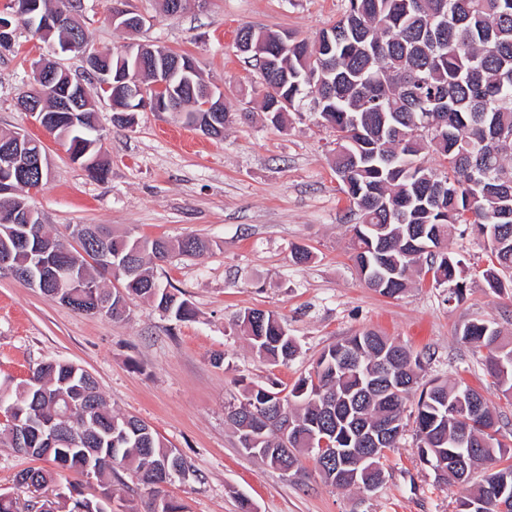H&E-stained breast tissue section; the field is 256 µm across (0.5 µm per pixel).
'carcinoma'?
I'll return each mask as SVG.
<instances>
[{
	"mask_svg": "<svg viewBox=\"0 0 512 512\" xmlns=\"http://www.w3.org/2000/svg\"><path fill=\"white\" fill-rule=\"evenodd\" d=\"M262 39L278 48L276 67L258 68L260 85H270L288 105L263 100L271 124L282 127L290 114L305 112L336 133L332 163L342 191L356 208L352 260L367 286L394 297L403 292L411 272L422 265L434 282L456 297L466 288L463 266L448 250V235L457 224H472L487 242L488 265L483 278L501 294L512 288V0H346L336 22L313 38L284 35L252 26L236 40ZM85 29H57L50 39L83 41ZM205 85L175 90L187 124L204 104ZM54 138L88 175L103 180L105 165L95 160L101 150L98 111L80 112L75 125L64 123ZM433 153L439 165L425 164ZM39 178L15 181L11 206L23 213L31 207L27 185ZM68 260L59 299L72 309L96 314L112 301L113 319L127 314L128 299L146 297L179 320L193 316L189 302L161 287L148 267L176 251L199 256L210 243L196 236L176 242L115 235L102 225ZM52 234L44 224H12L0 228V248L11 249L19 268L32 265L40 250L69 253L68 238ZM129 257L136 272L109 289L100 279L109 274L104 252ZM237 329L256 353L287 362L297 351L283 319L273 312L250 310L239 316ZM461 339L488 351L489 373L504 397L512 396V341L490 322L468 321ZM393 356L399 384L382 375V360ZM419 360L387 337L364 331L323 350L314 375L298 379L287 395L275 387L247 386L239 405L227 413L238 447L250 449L278 469L295 466L298 457H315L311 434L334 435L341 448H361L359 429L388 421L396 447L406 423L405 402L417 396L414 424L418 459L428 460L440 477L448 475V458L470 448V465L488 464L477 484L463 486L461 512H499L494 482L512 500V446L487 432L497 421L482 394L446 382L419 383ZM0 444L24 458H45L43 434L55 428L48 458L64 472L93 479L98 498L72 503L46 500L40 512H106L112 499V474L121 468L150 490L163 495L154 478L163 470L190 471L182 455L169 447L148 424L135 416L112 412L97 382L84 369L54 360L42 363L19 383H0ZM52 474L36 467L21 470V485L41 488Z\"/></svg>",
	"mask_w": 512,
	"mask_h": 512,
	"instance_id": "obj_1",
	"label": "carcinoma"
}]
</instances>
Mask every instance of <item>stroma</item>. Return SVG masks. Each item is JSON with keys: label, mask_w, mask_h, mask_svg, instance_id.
Returning a JSON list of instances; mask_svg holds the SVG:
<instances>
[{"label": "stroma", "mask_w": 512, "mask_h": 512, "mask_svg": "<svg viewBox=\"0 0 512 512\" xmlns=\"http://www.w3.org/2000/svg\"><path fill=\"white\" fill-rule=\"evenodd\" d=\"M345 0H186L168 15L160 0H132L144 16L139 33L110 24L112 0H81L90 48L119 51L128 43L158 44L193 56L206 82L224 93L232 119L220 138H207L173 112H142L134 128L114 127L100 109L105 180L90 178L60 145L32 124L18 98L29 91L30 64L48 46L18 27L11 50L0 52V134L24 132L43 141L51 174L32 206L51 233L102 224L137 237L198 236L211 243L199 257L173 255L153 267L157 282L179 290L194 315L185 321L149 301L129 299L130 314L114 320L49 299L0 270V382H20L37 364L65 360L96 380L109 407L151 426L187 461L192 474L166 488L186 512H460L461 487L420 463L413 426L384 460L374 491L326 483L310 458L291 475L243 454L227 422L244 385L288 388L312 374L320 353L373 330L421 360L422 381H461L480 391L499 416V437L512 444V402L486 366L485 350L461 341L467 321L494 322L512 338V293H492L482 272L487 249L471 225L460 224L450 251L464 261L466 290L455 298L430 276L386 297L369 288L350 259V202L331 164L333 136L312 116L285 127L261 110L258 75L233 43L246 25L298 36L336 21ZM311 259L294 264V248ZM252 309L277 313L298 345L286 363L259 358L234 327ZM30 461L0 445V493L21 512L71 489L94 485L63 474L41 490L17 486Z\"/></svg>", "instance_id": "stroma-1"}]
</instances>
